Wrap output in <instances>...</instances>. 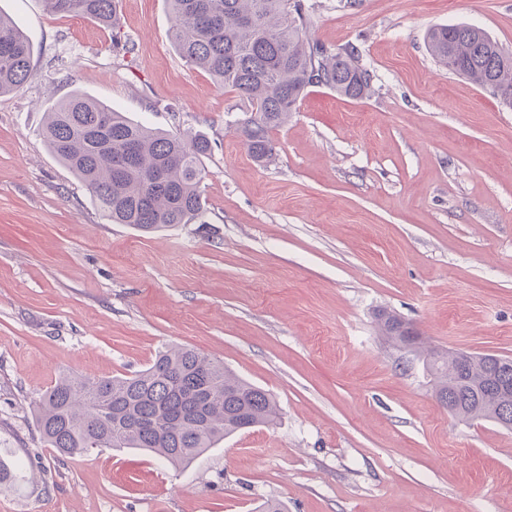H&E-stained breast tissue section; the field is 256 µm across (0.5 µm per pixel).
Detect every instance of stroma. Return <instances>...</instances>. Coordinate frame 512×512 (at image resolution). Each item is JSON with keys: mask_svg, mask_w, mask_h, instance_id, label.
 <instances>
[{"mask_svg": "<svg viewBox=\"0 0 512 512\" xmlns=\"http://www.w3.org/2000/svg\"><path fill=\"white\" fill-rule=\"evenodd\" d=\"M354 48L370 92L308 88L260 166L235 92L186 65L166 0H121L122 45L43 0H0L34 76L0 94V512H512V430L436 400L430 349L512 357V107L434 61L437 24L512 52V0H301ZM81 92L211 142L206 221L110 223L47 150L49 101ZM388 311L417 345L378 331ZM186 345L272 393L275 426L176 469L140 450L68 458L34 402L62 374L131 375Z\"/></svg>", "mask_w": 512, "mask_h": 512, "instance_id": "35a3bbf8", "label": "stroma"}]
</instances>
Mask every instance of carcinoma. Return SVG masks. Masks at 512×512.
<instances>
[{"label":"carcinoma","mask_w":512,"mask_h":512,"mask_svg":"<svg viewBox=\"0 0 512 512\" xmlns=\"http://www.w3.org/2000/svg\"><path fill=\"white\" fill-rule=\"evenodd\" d=\"M53 15L81 16L120 39L119 0H44ZM172 45L189 66L210 74L246 100L250 113L235 128L248 155L267 165L276 156L270 132L288 122L308 88L324 86L361 98L371 76L349 48L331 51L306 33L300 0H167ZM433 59L512 105V53L484 29L439 25L427 33ZM33 45L0 15V94L33 78ZM40 135L49 152L84 184L114 224L149 233L175 224L204 223L201 183L210 141L134 122L82 93L51 105ZM380 330L398 347L417 343L408 323L378 315ZM454 354L431 349L427 369L437 401L455 416L512 424V358L474 354L456 366ZM36 423L58 454L94 449L142 450L187 466L224 437L273 426L279 406L266 390L224 363L188 346L160 351L132 376L64 375L41 395Z\"/></svg>","instance_id":"cac0c4a2"}]
</instances>
